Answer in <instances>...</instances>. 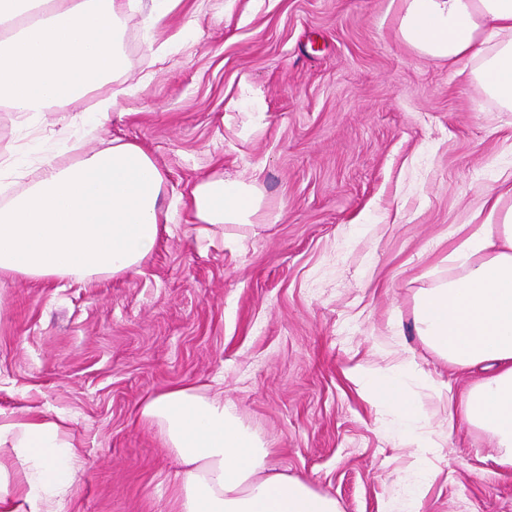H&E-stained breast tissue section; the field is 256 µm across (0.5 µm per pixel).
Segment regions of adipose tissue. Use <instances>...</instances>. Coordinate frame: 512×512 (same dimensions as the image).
<instances>
[{"mask_svg":"<svg viewBox=\"0 0 512 512\" xmlns=\"http://www.w3.org/2000/svg\"><path fill=\"white\" fill-rule=\"evenodd\" d=\"M174 0H0V103L38 127L46 111L117 81L127 69L123 20L144 10L154 28ZM398 31L422 55L473 59L484 90L512 110V0H403ZM165 175L138 144L113 140L70 162L46 154L27 186L0 203V280L119 277L155 250ZM512 184L489 192L447 259L456 276L421 289L418 336L459 369L486 374L460 398L467 423L491 435L512 467ZM264 205L258 176H206L189 191L198 236L254 223ZM379 402L412 426L416 409L402 374L369 379ZM141 419L158 426L181 470L177 512H339L304 480L270 472L268 452L221 396L182 386L145 398ZM80 456L61 417L0 410V512H64Z\"/></svg>","mask_w":512,"mask_h":512,"instance_id":"obj_1","label":"adipose tissue"}]
</instances>
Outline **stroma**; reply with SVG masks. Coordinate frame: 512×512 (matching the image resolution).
<instances>
[{
    "label": "stroma",
    "mask_w": 512,
    "mask_h": 512,
    "mask_svg": "<svg viewBox=\"0 0 512 512\" xmlns=\"http://www.w3.org/2000/svg\"><path fill=\"white\" fill-rule=\"evenodd\" d=\"M402 0H176L147 32L124 21L117 85L52 108L38 131L0 111V151L28 169L65 153L63 116L113 97L109 136L141 145L164 198L201 177L261 166L255 224L197 239L180 212L139 273L0 284V410L65 415L85 462L67 512H177L172 450L138 418L145 397L220 390L270 454L271 471L335 498L340 512H512V467L489 435L449 419L459 370L413 330L419 289L489 186L512 181V111L456 65L399 37ZM196 28H189V21ZM262 91L254 111L231 101ZM417 434L440 445L424 486L396 416L355 367L403 355Z\"/></svg>",
    "instance_id": "obj_1"
}]
</instances>
